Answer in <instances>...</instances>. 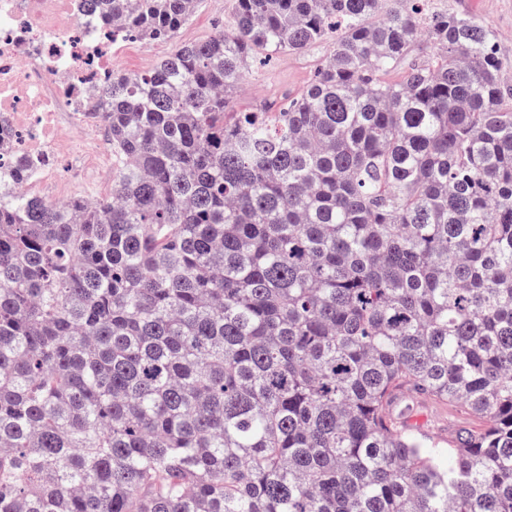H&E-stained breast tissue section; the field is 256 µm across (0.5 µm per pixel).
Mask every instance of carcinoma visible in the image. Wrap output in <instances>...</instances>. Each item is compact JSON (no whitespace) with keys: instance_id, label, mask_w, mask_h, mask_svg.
Segmentation results:
<instances>
[{"instance_id":"obj_1","label":"carcinoma","mask_w":512,"mask_h":512,"mask_svg":"<svg viewBox=\"0 0 512 512\" xmlns=\"http://www.w3.org/2000/svg\"><path fill=\"white\" fill-rule=\"evenodd\" d=\"M85 2L158 40L202 0ZM321 42L287 104L229 106L256 54ZM496 43L429 0H235L112 74V195L0 193V512H512ZM402 388L485 426L430 444Z\"/></svg>"}]
</instances>
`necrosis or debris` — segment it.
Listing matches in <instances>:
<instances>
[{
    "label": "necrosis or debris",
    "mask_w": 512,
    "mask_h": 512,
    "mask_svg": "<svg viewBox=\"0 0 512 512\" xmlns=\"http://www.w3.org/2000/svg\"><path fill=\"white\" fill-rule=\"evenodd\" d=\"M84 0H0V188L53 202L108 157L101 91L124 44ZM32 173L15 177L19 165Z\"/></svg>",
    "instance_id": "obj_1"
}]
</instances>
